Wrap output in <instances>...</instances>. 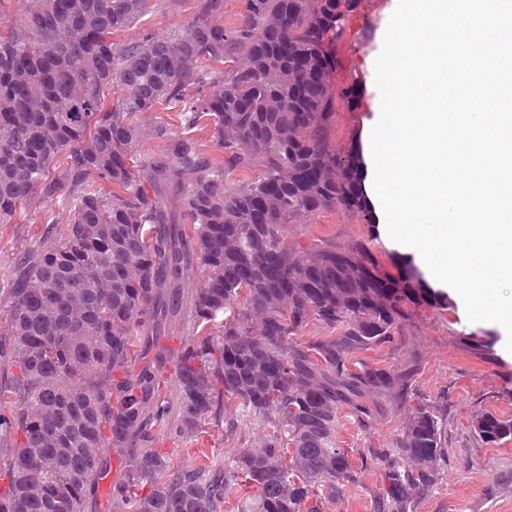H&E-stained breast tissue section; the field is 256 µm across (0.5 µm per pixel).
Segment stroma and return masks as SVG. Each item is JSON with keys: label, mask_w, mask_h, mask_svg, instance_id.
<instances>
[{"label": "stroma", "mask_w": 512, "mask_h": 512, "mask_svg": "<svg viewBox=\"0 0 512 512\" xmlns=\"http://www.w3.org/2000/svg\"><path fill=\"white\" fill-rule=\"evenodd\" d=\"M153 8L139 23L141 33L162 35L190 20L194 0H151ZM394 0H358L346 13L343 32L335 43L340 65L331 79L337 92L352 91V98L338 103L331 143L345 153L360 150L363 121L375 110L379 92L375 84V62L382 49ZM139 124L149 127L164 123L170 135L193 133L213 162H221L224 151L217 146L210 129H188L177 111L155 109L138 115ZM70 222L67 205L29 212L24 224L0 225V283L10 280L24 252L44 245L47 235L61 236ZM285 233L294 245L310 248L327 242L347 246L360 240L367 243L376 262L396 272L400 258L390 250L363 214L344 209L324 210L309 216L306 223L287 225ZM204 274L192 269L177 311L161 322L159 342L172 357L163 369L159 387L147 410L158 421L143 438V447L159 453L169 468H194L223 463L225 457L260 447L267 432L246 413L227 410L222 421L205 422L194 435L180 431L179 387L173 359L192 343L197 331L193 316L196 288ZM442 306L416 308L405 335L379 349L359 351L355 360L380 361L403 367L414 361V400H436L446 408L448 463L443 478L424 497L417 512H512V441L502 445H482L470 425L474 415L490 411L512 417V359L503 356L499 333L482 325H463L454 297L442 293ZM406 415L396 409L374 414L367 425H359L350 415L340 414L336 442L360 465L361 481L346 487L336 503L325 512H372V494L381 485V472L364 454L370 448L392 447ZM107 475L84 502V512H133L131 504L116 500L113 487L124 476V458L108 451Z\"/></svg>", "instance_id": "obj_1"}]
</instances>
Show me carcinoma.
<instances>
[{
    "label": "carcinoma",
    "instance_id": "cac0c4a2",
    "mask_svg": "<svg viewBox=\"0 0 512 512\" xmlns=\"http://www.w3.org/2000/svg\"><path fill=\"white\" fill-rule=\"evenodd\" d=\"M16 2L17 18L0 24V224L55 200L71 222L0 289L18 370L0 387L12 411L0 428L23 436L0 512H82L111 448L124 453L118 493L135 512H219L243 481L259 490L252 512H324L360 479L336 446L338 415L363 425L385 404L407 417L393 447L368 449L382 476L372 509L417 512L443 476L445 414L436 401L409 405L412 367L352 355L404 335L412 307L440 301L406 266L380 270L361 241L300 250L284 234L322 210L371 215L359 156L330 145L333 41L356 0H248L232 31L218 21L224 0H197L167 35L122 43L112 36L149 0ZM106 88L120 93L113 106ZM160 106L211 129L224 161L192 135L137 123ZM148 140L161 149L142 157ZM192 265L205 272L194 318L222 325L177 358L183 429L234 404L272 433L222 466L172 471L129 447L166 364L159 350L134 373L133 347L176 301L161 290ZM311 324L329 335L297 342ZM472 428L484 445L512 440V418L481 412Z\"/></svg>",
    "mask_w": 512,
    "mask_h": 512
}]
</instances>
